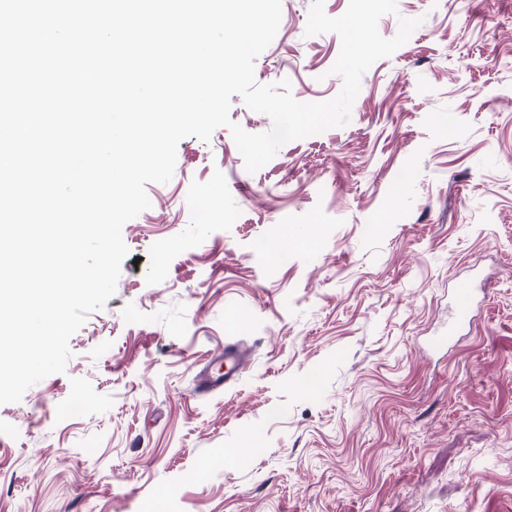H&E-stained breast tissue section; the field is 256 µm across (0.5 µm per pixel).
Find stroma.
<instances>
[{"mask_svg":"<svg viewBox=\"0 0 512 512\" xmlns=\"http://www.w3.org/2000/svg\"><path fill=\"white\" fill-rule=\"evenodd\" d=\"M281 5L256 82L334 98L338 36ZM397 6L345 126L253 173L179 142L65 373L0 405V512H512V0ZM249 357V350L241 345L224 346V372L221 368L216 374H208L202 379V387L205 390H221L236 383Z\"/></svg>","mask_w":512,"mask_h":512,"instance_id":"stroma-1","label":"stroma"}]
</instances>
